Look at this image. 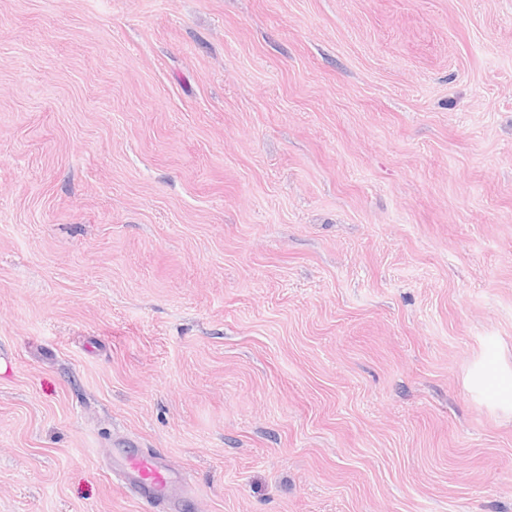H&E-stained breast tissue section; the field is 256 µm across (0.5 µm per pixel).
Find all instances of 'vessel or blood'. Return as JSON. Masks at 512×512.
Returning <instances> with one entry per match:
<instances>
[{"mask_svg": "<svg viewBox=\"0 0 512 512\" xmlns=\"http://www.w3.org/2000/svg\"><path fill=\"white\" fill-rule=\"evenodd\" d=\"M116 454L121 460L120 470L124 477L135 478L134 491L148 505L149 512H166L165 491L172 482L166 464L158 456L144 454L130 443L118 448Z\"/></svg>", "mask_w": 512, "mask_h": 512, "instance_id": "1", "label": "vessel or blood"}]
</instances>
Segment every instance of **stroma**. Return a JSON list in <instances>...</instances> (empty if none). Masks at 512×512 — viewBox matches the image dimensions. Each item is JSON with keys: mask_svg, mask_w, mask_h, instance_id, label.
Returning a JSON list of instances; mask_svg holds the SVG:
<instances>
[{"mask_svg": "<svg viewBox=\"0 0 512 512\" xmlns=\"http://www.w3.org/2000/svg\"><path fill=\"white\" fill-rule=\"evenodd\" d=\"M512 512V0H0V512ZM115 454L122 461L119 470L126 480L136 478L134 491L149 506L148 510L162 512L167 509L169 502L165 491L172 483V476L166 464L156 455L146 456L130 443L116 448Z\"/></svg>", "mask_w": 512, "mask_h": 512, "instance_id": "stroma-1", "label": "stroma"}]
</instances>
